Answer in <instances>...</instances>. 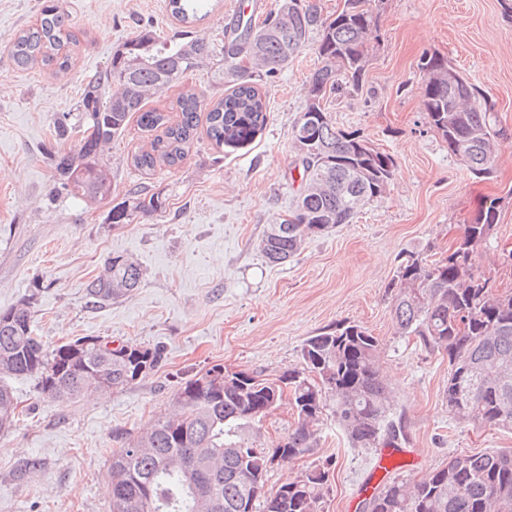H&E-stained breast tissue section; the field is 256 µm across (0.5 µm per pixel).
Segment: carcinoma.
I'll list each match as a JSON object with an SVG mask.
<instances>
[{
	"label": "carcinoma",
	"instance_id": "1",
	"mask_svg": "<svg viewBox=\"0 0 512 512\" xmlns=\"http://www.w3.org/2000/svg\"><path fill=\"white\" fill-rule=\"evenodd\" d=\"M204 0H168L171 16L190 28L202 20ZM378 0H345L347 7L325 17L315 0H277V7L256 25L238 20L223 50L219 80L224 97L204 103L192 90L177 98L179 119L147 100L197 71L217 56L204 37L161 41L145 31L123 43L111 62L85 85L81 112L86 129L74 150L54 157L67 194L87 201L112 197V179L100 160L103 145L122 133L131 117L155 133L149 147L133 157L144 172L181 163L207 107L206 134L218 147H241L267 123V104L255 86L252 69L266 75L288 67L312 40L322 59L309 77L307 99L292 138L305 182L295 197L298 224H273L260 242L271 264L280 265L301 250L306 239L337 224L352 222L366 202L381 197L395 161L385 152L359 151L360 132L335 126L323 101L327 94L363 89L370 43L379 40ZM79 45L68 14L47 0L38 23L14 39L10 56L19 68L70 69ZM450 67L438 54L422 57L423 104L431 127L448 151L478 174L489 170L495 140L501 135L494 104L473 83L440 77ZM313 114L306 120L303 113ZM159 192L132 189L112 205L113 225L165 209ZM498 200L485 203L463 227L448 256L429 261L405 257L390 287L397 329L430 351L448 354V412L463 421L512 429V293L498 295L488 278L474 270L478 249L493 237ZM140 266L121 254L104 260V272L86 286L92 304L129 295L141 284ZM33 301L28 298L0 311V430L9 429L16 402L8 380L29 376L41 392L61 402L123 388L145 377L162 360V350L141 345L112 348L98 337H80L48 350L34 335ZM303 367L273 380L249 375L246 381L207 380L220 374L215 364L187 379L174 409L158 417L149 431L128 437L112 450L109 478L112 512H199L201 499L213 512H316L328 481L321 469L265 492L268 469L279 457H296L314 448L313 427L328 403L349 441L370 448L391 445L400 430L389 420L390 397L381 372L379 339L364 326L341 322L302 347ZM297 410L286 444L256 448L243 437L252 422L271 415L284 392ZM364 512H512V448L454 456L425 477L385 481L364 503Z\"/></svg>",
	"mask_w": 512,
	"mask_h": 512
}]
</instances>
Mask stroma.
Masks as SVG:
<instances>
[{
	"mask_svg": "<svg viewBox=\"0 0 512 512\" xmlns=\"http://www.w3.org/2000/svg\"><path fill=\"white\" fill-rule=\"evenodd\" d=\"M44 0H0V310L35 296L33 329L46 347L102 337L160 347L147 377L120 389L62 403L39 392L32 377L12 379L18 417L0 432V512H111L112 451L171 409L182 382L211 365L266 378L301 367L305 340L352 321L381 343L393 396L391 420L405 440L391 476L418 480L451 457L512 448V431L462 422L448 412V356L399 335L389 283L405 256H445L485 198L499 200L493 238L476 258L480 272L512 290V135L498 141L490 171L474 175L430 126L422 98L423 54L447 57L495 104L512 132V18L502 0H380L379 41L369 54L359 96L331 95L336 126L359 130L395 160L387 192L353 221L308 239L288 262L273 265L259 243L280 223L303 185L292 128L306 84L320 61L307 47L258 85L268 102L265 129L241 149L220 150L198 133L186 159L151 173L133 156L151 138L136 122L105 146L112 198L145 187L162 193L163 211L131 224L108 223L110 201L68 197L53 157L81 136L78 109L86 81L141 31L178 37L167 0H59L80 41L67 72L17 68L8 51L34 25ZM263 19L276 0H215L195 29L224 37L243 6ZM214 100L225 87L213 67L187 75L151 98L149 108L177 116L186 90ZM67 121L71 134L58 139ZM138 263L144 278L127 297L90 305L87 283L108 255ZM303 456L278 460L266 491L314 468L328 473L317 512H362L365 486L377 485L381 448L352 446L331 413L314 427Z\"/></svg>",
	"mask_w": 512,
	"mask_h": 512,
	"instance_id": "stroma-1",
	"label": "stroma"
}]
</instances>
